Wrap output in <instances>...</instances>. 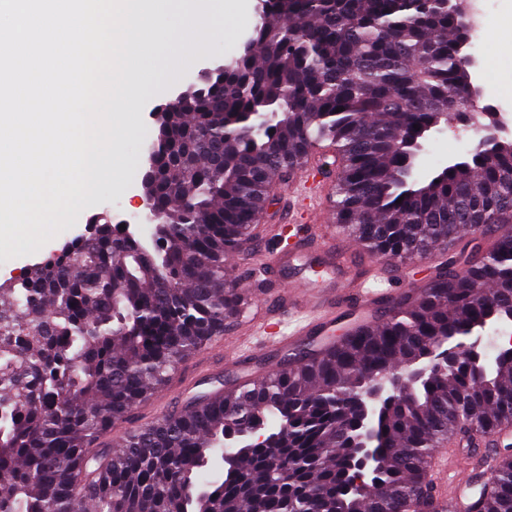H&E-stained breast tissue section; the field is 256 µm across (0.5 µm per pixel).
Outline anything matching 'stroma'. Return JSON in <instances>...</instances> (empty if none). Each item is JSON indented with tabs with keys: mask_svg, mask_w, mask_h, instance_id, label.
Instances as JSON below:
<instances>
[{
	"mask_svg": "<svg viewBox=\"0 0 512 512\" xmlns=\"http://www.w3.org/2000/svg\"><path fill=\"white\" fill-rule=\"evenodd\" d=\"M243 18L221 19L210 36L203 54L195 57L177 77H157L156 86L149 94L138 99L134 110L137 114L138 131L135 136L121 141L118 153L129 160V167L123 171L118 186L102 187L89 201L76 224L61 232L44 244L37 252L0 261V283L10 279L17 271L30 267L44 259L51 250L60 248L67 240L83 234L90 217L104 211L134 213L142 194L140 164L152 143L157 129V108L176 93L186 89L191 77L209 61L219 58L232 59L239 56L242 43L252 34L260 21L259 0H243ZM512 19V0H485V18L477 41L497 59L499 68L496 80L512 84V52L507 45L512 42V29L507 22ZM481 136L475 123L450 120L444 132L429 136L424 144L420 161V174L427 177L445 168L449 160H465ZM283 195H276L269 204L266 216L253 233L251 242L236 253L231 264L235 273L244 275V284L249 292L267 295L283 291V283L265 281L261 263L276 252V239L268 228L280 223L285 211ZM441 259L440 251L434 250L408 265H392L378 261L367 253H359L358 260L366 271L376 274L382 281L393 287H412L419 270L436 265ZM237 326H230L224 335L214 337L187 360L167 385L138 405L128 424L116 426L111 433L101 436V444H116L129 428H138L160 419L164 414L182 408L193 396L209 393L227 387L237 376L250 372L268 374L281 365L283 352L278 348L258 346L256 354L234 358L230 347L237 338Z\"/></svg>",
	"mask_w": 512,
	"mask_h": 512,
	"instance_id": "obj_1",
	"label": "stroma"
}]
</instances>
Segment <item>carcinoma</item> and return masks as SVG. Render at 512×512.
I'll return each mask as SVG.
<instances>
[{
	"mask_svg": "<svg viewBox=\"0 0 512 512\" xmlns=\"http://www.w3.org/2000/svg\"><path fill=\"white\" fill-rule=\"evenodd\" d=\"M448 11L426 0H273L248 53L162 108L154 245L103 223L0 287V512H429L434 451L512 423V352L399 391L363 494L349 491L352 397L437 337L512 322V140L416 182L406 159L473 85ZM249 112H283L214 158ZM419 129H414V126ZM333 218L369 255L446 252L428 283L328 348H298L255 384L202 395L114 448L123 421L241 309L224 257L243 249L277 185L317 150ZM401 203H396L397 199ZM495 237L459 247L463 227ZM490 295L480 299L475 290ZM348 396L336 402V393ZM265 433L267 445L249 437ZM237 443L224 464V437ZM466 512H512V454Z\"/></svg>",
	"mask_w": 512,
	"mask_h": 512,
	"instance_id": "obj_1",
	"label": "carcinoma"
}]
</instances>
